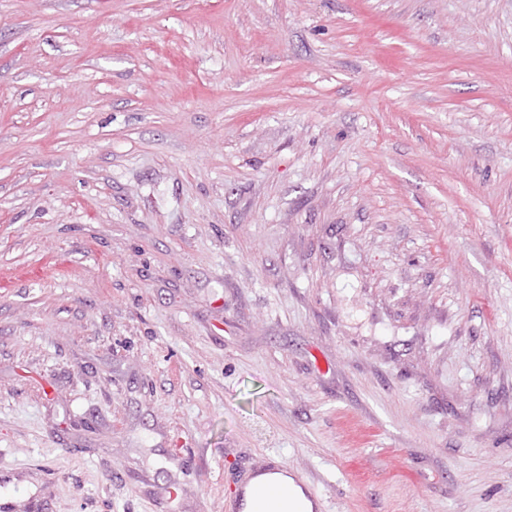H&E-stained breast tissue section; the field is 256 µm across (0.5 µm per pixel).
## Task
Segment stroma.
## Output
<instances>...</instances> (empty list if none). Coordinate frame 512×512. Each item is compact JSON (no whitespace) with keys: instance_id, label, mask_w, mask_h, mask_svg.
Masks as SVG:
<instances>
[{"instance_id":"35a3bbf8","label":"stroma","mask_w":512,"mask_h":512,"mask_svg":"<svg viewBox=\"0 0 512 512\" xmlns=\"http://www.w3.org/2000/svg\"><path fill=\"white\" fill-rule=\"evenodd\" d=\"M512 512V0H0V503ZM261 473V472H259ZM259 473L251 474L247 482L242 483L235 498L226 506L228 512H244L247 498L254 499L257 502L266 498L270 492H274L275 488L262 482L252 483L251 480L256 478ZM275 479V478H270ZM280 482L285 492L274 502L271 512H304L312 509V503L304 490L296 483L294 478L280 476L275 479Z\"/></svg>"}]
</instances>
